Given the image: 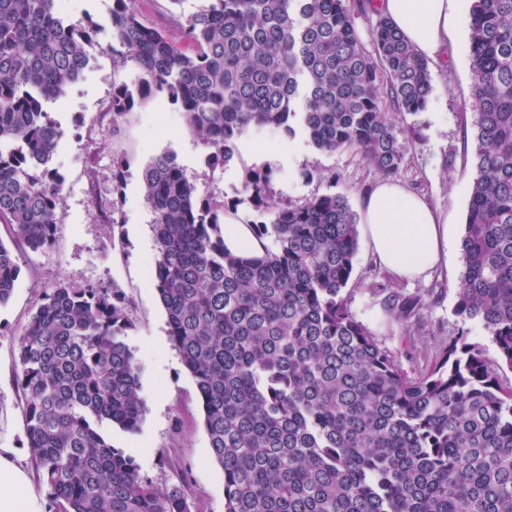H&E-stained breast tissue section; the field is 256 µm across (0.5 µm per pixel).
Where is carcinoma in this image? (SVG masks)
<instances>
[{"label": "carcinoma", "mask_w": 512, "mask_h": 512, "mask_svg": "<svg viewBox=\"0 0 512 512\" xmlns=\"http://www.w3.org/2000/svg\"><path fill=\"white\" fill-rule=\"evenodd\" d=\"M475 178L462 239L456 314L492 338L512 370V0H473ZM183 49L112 0L110 26L73 21L59 0H0V306L21 257L56 241L65 177L49 103L65 96L105 36L140 70L112 89V124L153 93L179 105L225 165L238 140L296 131L316 149L351 148L387 178L403 161L393 112L424 110L427 58L377 15L369 53L345 0H201ZM124 158H112L113 195ZM168 335L192 377L224 512H512V389L463 335L415 377L351 311L359 223L347 197L269 201L272 172L243 190L268 220L260 255L224 245V198L198 193L164 152L144 174ZM416 300L389 299L396 319ZM123 291L60 281L17 332L16 382L31 462L49 512H191L185 484L157 487L106 427L139 430V366Z\"/></svg>", "instance_id": "1"}]
</instances>
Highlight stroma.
<instances>
[{"instance_id": "35a3bbf8", "label": "stroma", "mask_w": 512, "mask_h": 512, "mask_svg": "<svg viewBox=\"0 0 512 512\" xmlns=\"http://www.w3.org/2000/svg\"><path fill=\"white\" fill-rule=\"evenodd\" d=\"M200 0H132L150 24L179 37V23ZM470 0H463L457 34L448 43L447 62L431 61L432 93L426 109L396 118L404 160L397 179L448 216V265L427 278L401 280L380 267L360 242L346 289L350 307L392 351L401 369L416 376L433 363L442 345L458 334L481 346L488 358L496 349L483 328L455 315L456 285L463 270L461 239L475 177V135L469 59ZM98 61L66 94L67 106L54 111L62 137L54 163L65 177L56 206L59 233L49 250L29 254L9 303L0 307V448L15 452L31 469L24 432L23 403L16 383L14 335L30 318L38 294L62 280L122 289L134 327L127 342L140 368L145 409L138 432L112 429L114 446L125 449L155 485L187 481L192 512H224V476L211 458L195 383L184 369L167 332V316L152 279L156 254L151 214L143 194V172L152 157L169 152L204 194L224 196L247 215L255 210L242 189L250 169L273 172L272 192L284 204L316 193L345 194L351 208L380 178L355 150H317L302 136L280 130L239 139L232 160L221 169L207 165L209 146L187 128L177 105L165 95L149 96L119 123L104 117L113 85L135 84L134 63L114 65L112 54ZM126 160L120 208L123 224L111 228L102 210L112 202V157ZM420 298L423 306L406 320L388 310V296Z\"/></svg>"}]
</instances>
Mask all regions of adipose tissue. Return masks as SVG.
<instances>
[{"mask_svg": "<svg viewBox=\"0 0 512 512\" xmlns=\"http://www.w3.org/2000/svg\"><path fill=\"white\" fill-rule=\"evenodd\" d=\"M380 8L419 54L434 58L448 45L461 0H380ZM360 212L370 249L396 277L417 279L447 264V216L399 182L378 180L362 196ZM0 512H44L8 448H0Z\"/></svg>", "mask_w": 512, "mask_h": 512, "instance_id": "adipose-tissue-1", "label": "adipose tissue"}]
</instances>
